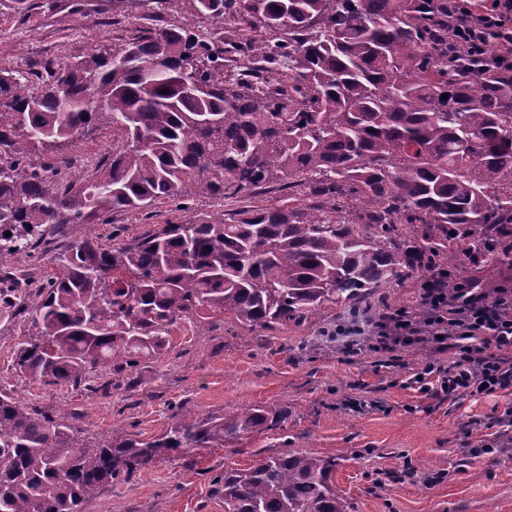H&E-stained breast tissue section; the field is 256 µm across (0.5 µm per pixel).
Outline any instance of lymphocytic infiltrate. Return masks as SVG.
Here are the masks:
<instances>
[{
	"label": "lymphocytic infiltrate",
	"instance_id": "lymphocytic-infiltrate-1",
	"mask_svg": "<svg viewBox=\"0 0 512 512\" xmlns=\"http://www.w3.org/2000/svg\"><path fill=\"white\" fill-rule=\"evenodd\" d=\"M439 271L421 285L419 308L390 309L374 317L337 322L327 338H342L346 350L387 352L434 345L452 351V365L429 361L413 377L426 394L456 397L512 390V287L487 293L471 279L436 287Z\"/></svg>",
	"mask_w": 512,
	"mask_h": 512
}]
</instances>
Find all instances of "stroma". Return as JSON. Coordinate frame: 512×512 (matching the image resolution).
<instances>
[{
	"mask_svg": "<svg viewBox=\"0 0 512 512\" xmlns=\"http://www.w3.org/2000/svg\"><path fill=\"white\" fill-rule=\"evenodd\" d=\"M132 8L112 0H0V65L43 72L84 56L96 42L118 47L146 26ZM59 178L112 158V131L101 128L67 142ZM163 200L135 212H111L91 225L102 242H121L175 220ZM466 239L459 273L493 290L512 282V256H486L472 264ZM273 330L251 329L232 317L181 320L161 354L142 359V383L109 396L46 386L18 377L13 366L22 321L0 315V389L40 410L67 412L89 444L112 439L113 427L142 439L165 433L182 415H221L255 405L288 409L280 429L253 432L219 448L171 453L142 467L132 479L102 490L88 512H224L213 479L225 467H246L281 451L336 460V489L351 512H512V427L487 428L488 418L512 409V393L440 399L419 391L414 373L451 354L401 348L349 355L323 337L345 315ZM495 442L494 453L474 456Z\"/></svg>",
	"mask_w": 512,
	"mask_h": 512,
	"instance_id": "1",
	"label": "stroma"
}]
</instances>
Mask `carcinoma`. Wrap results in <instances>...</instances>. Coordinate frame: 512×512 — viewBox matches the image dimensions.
<instances>
[{"mask_svg":"<svg viewBox=\"0 0 512 512\" xmlns=\"http://www.w3.org/2000/svg\"><path fill=\"white\" fill-rule=\"evenodd\" d=\"M254 35L147 29L31 78L0 67V270L69 236L36 288H0L28 338L14 366L52 386L127 377L200 310L248 327L355 311L417 270L453 269L448 228L512 229V36L459 37L454 0H141ZM447 99H442V94ZM112 129L109 165L67 181L33 158ZM288 205L195 213L254 188ZM169 200L177 222L108 245L75 225ZM437 235L428 249L416 242ZM259 405L89 445L63 413L0 392V512H86L169 452L279 429ZM336 459L286 451L214 479L224 512H350Z\"/></svg>","mask_w":512,"mask_h":512,"instance_id":"cac0c4a2","label":"carcinoma"}]
</instances>
